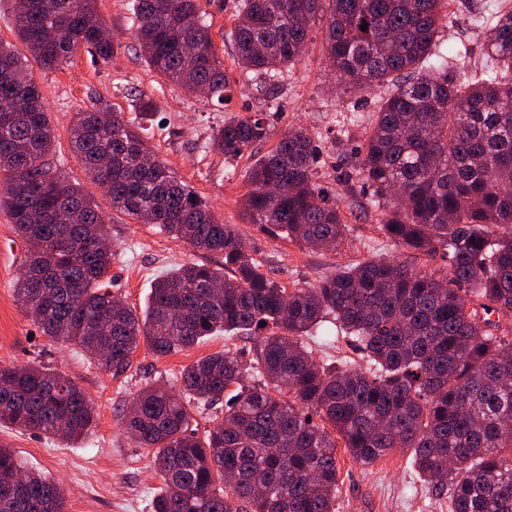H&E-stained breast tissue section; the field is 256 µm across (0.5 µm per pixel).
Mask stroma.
Masks as SVG:
<instances>
[{"label":"stroma","instance_id":"stroma-1","mask_svg":"<svg viewBox=\"0 0 512 512\" xmlns=\"http://www.w3.org/2000/svg\"><path fill=\"white\" fill-rule=\"evenodd\" d=\"M126 3L98 0L101 16L121 45L111 64L96 63L84 48L57 69H42L34 61L29 64L53 123V159L69 181L88 188L105 217L114 253L113 291L140 312L155 280L166 270L187 263L218 268L223 257L113 210L104 189L91 183L70 146V128L75 114L91 109L100 98L131 121L139 118L140 98L157 105L147 123L146 145L205 199L216 220L235 226L247 249L261 260L264 272L286 287L315 282L360 260L395 255V247L377 229L376 213L366 207L369 190L363 183L345 180L342 164L343 156L354 153L366 139L364 120L376 112L391 87L382 84L349 94L341 91L323 52V22L312 27L304 53L287 68L283 79L265 87L254 73L237 64L227 37L236 0H199L231 87L224 103H206L150 70L131 34ZM452 8L455 22L442 29L438 39L444 47L462 48L455 63L469 74L486 61L484 35L472 20L470 0H454ZM273 104L278 112L270 120L265 140L253 152L229 160L209 147L213 131L224 121L266 111ZM299 127L320 145L319 182L336 194L350 228L347 242L336 250L274 240L242 219L249 168L285 133ZM27 252V243L17 237L7 212L0 210V365L42 363L71 378L91 399L96 423L90 434L74 443L0 424V443L28 468L63 486L67 512H151L161 479L155 472L152 449L139 447L121 425L123 409L147 384L180 387L182 370L196 360L225 349L245 357L251 342L242 337L209 336L189 351L162 358L142 345L130 368L113 375L76 346L44 336L22 307L15 287ZM336 458L337 512H448L447 496H435L419 479L408 451L394 450L368 467L353 462L341 448Z\"/></svg>","mask_w":512,"mask_h":512}]
</instances>
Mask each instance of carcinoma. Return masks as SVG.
I'll list each match as a JSON object with an SVG mask.
<instances>
[{"label": "carcinoma", "instance_id": "1", "mask_svg": "<svg viewBox=\"0 0 512 512\" xmlns=\"http://www.w3.org/2000/svg\"><path fill=\"white\" fill-rule=\"evenodd\" d=\"M450 2L240 0L229 33L237 64L273 80L323 21L325 56L344 91L395 85L346 176L371 190L378 231L427 270L369 259L288 289L153 157L143 125L101 99L76 113L73 150L112 207L137 219L146 212L162 231L224 255L221 268L188 263L161 276L142 316L112 293L102 213L48 162L55 133L40 89L0 43V208L20 238L39 242L15 292L42 333L91 359L109 355L115 375L142 343L166 357L218 332L254 341L248 365L229 350L208 355L183 370L182 393L151 384L127 406L123 426L155 449L162 487L152 512H336L340 446L364 466L410 451L452 512H512V6L480 11L486 64L467 76L453 54L437 52L438 30L453 23ZM129 10L153 72L224 99V63L198 0H131ZM105 27L97 0H27L16 18L44 69L82 47L109 63L120 45ZM266 135L255 113L224 122L211 145L236 159ZM318 155L310 134L293 129L256 159L247 222L272 239L341 247L349 225L317 184ZM328 316L367 367L313 357L304 337ZM193 400L224 401V418L202 438ZM3 423L78 441L95 413L51 368L0 365ZM64 508L58 482L0 444V512Z\"/></svg>", "mask_w": 512, "mask_h": 512}]
</instances>
